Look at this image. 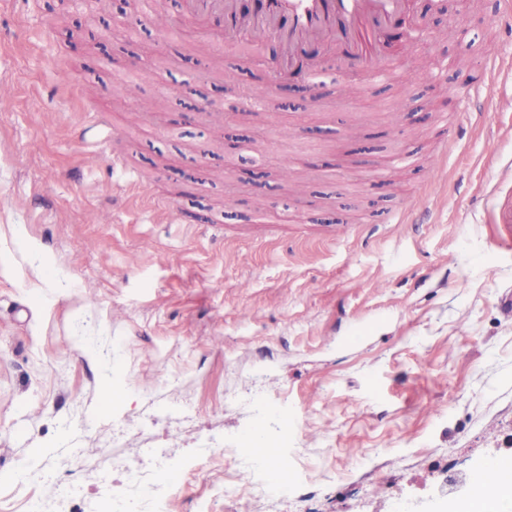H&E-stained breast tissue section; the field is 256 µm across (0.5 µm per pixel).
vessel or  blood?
I'll list each match as a JSON object with an SVG mask.
<instances>
[{"instance_id": "b4317fda", "label": "vessel or blood", "mask_w": 512, "mask_h": 512, "mask_svg": "<svg viewBox=\"0 0 512 512\" xmlns=\"http://www.w3.org/2000/svg\"><path fill=\"white\" fill-rule=\"evenodd\" d=\"M412 0H180L181 15L222 31L224 46L248 44L268 52L273 70L303 80L315 88L318 77L333 73L330 60L344 54L348 64L373 72L376 77L400 82L409 75L395 64L382 37L400 15L409 13ZM512 79V58L494 50L483 61V77L463 89L451 90L453 113L436 117L444 135L457 139L462 122L479 115L483 106L512 112V96L500 97L499 83ZM470 481L478 487L490 483L512 485V457L490 460Z\"/></svg>"}]
</instances>
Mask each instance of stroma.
<instances>
[{
    "label": "stroma",
    "instance_id": "1",
    "mask_svg": "<svg viewBox=\"0 0 512 512\" xmlns=\"http://www.w3.org/2000/svg\"><path fill=\"white\" fill-rule=\"evenodd\" d=\"M441 6L409 58L451 61L440 81L374 82L340 61L315 100L266 89L228 147L194 106L225 101L218 71L190 73L221 44L201 23L133 33L99 0L0 5V82L17 89L0 112V512H114L129 493L114 461L155 477L156 457L177 471L283 419L304 497L271 499L266 468L236 455L183 477L168 512H457L471 484L436 493L447 467L512 456V243L493 222L512 112L488 109L446 158L432 122L512 36L497 35L502 0ZM129 79L149 115L111 96ZM284 123L299 135L262 169L289 157L311 189L301 206L224 173L228 151ZM361 146L380 168L405 147L439 156L434 181L399 167L375 185ZM132 177L179 218L120 196ZM227 194L241 219H225ZM413 197L422 223H383ZM92 210L110 223H87Z\"/></svg>",
    "mask_w": 512,
    "mask_h": 512
}]
</instances>
